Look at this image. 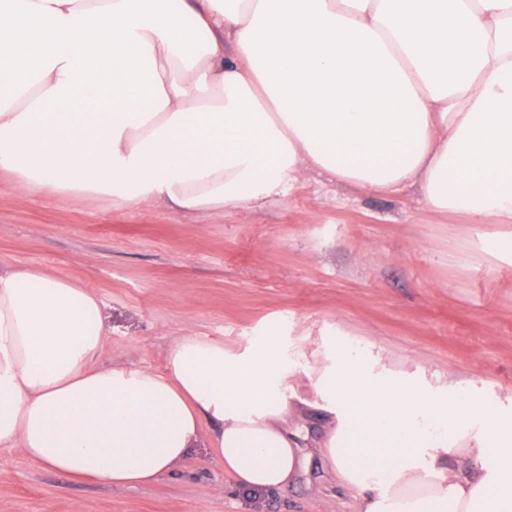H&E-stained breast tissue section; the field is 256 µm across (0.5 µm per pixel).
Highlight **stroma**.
Instances as JSON below:
<instances>
[{"label":"stroma","instance_id":"35a3bbf8","mask_svg":"<svg viewBox=\"0 0 512 512\" xmlns=\"http://www.w3.org/2000/svg\"><path fill=\"white\" fill-rule=\"evenodd\" d=\"M90 282L104 358L162 367L171 337L238 350L272 325L295 339L341 329L423 367L512 396V264L473 225L430 212L410 188L373 193L306 172L283 199L227 215L124 208L110 198L14 189L0 171V265ZM141 487L76 482L0 448V512H349L318 469L285 490L233 486L211 449Z\"/></svg>","mask_w":512,"mask_h":512}]
</instances>
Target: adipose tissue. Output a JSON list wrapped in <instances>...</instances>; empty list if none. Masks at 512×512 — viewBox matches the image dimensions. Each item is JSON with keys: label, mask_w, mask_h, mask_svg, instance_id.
Segmentation results:
<instances>
[{"label": "adipose tissue", "mask_w": 512, "mask_h": 512, "mask_svg": "<svg viewBox=\"0 0 512 512\" xmlns=\"http://www.w3.org/2000/svg\"><path fill=\"white\" fill-rule=\"evenodd\" d=\"M315 170L415 185L512 262V0H0V170L23 192L228 214ZM94 286L0 267V448L147 485L211 449L283 490L318 458L354 512H512V401L342 331L174 337L103 365ZM499 449L497 467L485 461Z\"/></svg>", "instance_id": "1"}]
</instances>
